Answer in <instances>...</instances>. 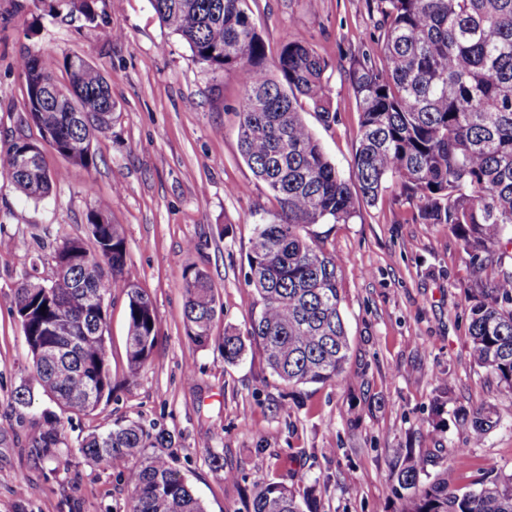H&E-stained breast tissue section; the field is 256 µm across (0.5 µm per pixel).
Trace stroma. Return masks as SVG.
<instances>
[{
    "label": "stroma",
    "instance_id": "obj_1",
    "mask_svg": "<svg viewBox=\"0 0 512 512\" xmlns=\"http://www.w3.org/2000/svg\"><path fill=\"white\" fill-rule=\"evenodd\" d=\"M268 57L294 34L311 37L328 64L335 123L313 109L304 118L340 175L355 182L360 112L346 77L351 58L378 54L379 16L363 0H247ZM39 55L61 73L67 55L84 56L112 92L114 121L93 143L97 163L83 167L44 147L61 172L44 200L27 199L0 180V512H128L131 489L116 470L84 456L76 442L114 422L132 420L170 434L168 454L207 512H249L257 479L296 493L314 487L317 512H404L392 471L406 454L426 457L428 478L472 488L488 462L512 474V388L478 367L470 353V309L497 276L463 250L444 224H425L418 199L388 186L375 205H360L345 224L310 232L341 256V311L351 350L342 379L286 387L247 341L234 364L217 338L246 333L261 308L247 283L252 228L277 204L243 160L236 72H211L162 25L150 0H106L94 21L50 17L33 0H0V153L21 136L25 82L19 61ZM108 203L122 227L139 288L154 303L159 337L135 379L126 377L127 304L111 298L107 337L112 396L65 430L60 459L34 464L30 415L11 402L28 380L29 357L14 311L15 290L32 259L50 279L62 238L86 236L87 214ZM205 271L224 315L213 345L201 348L184 322L185 272ZM442 397L444 431L431 432L433 400ZM493 405L498 424L474 442L457 409ZM222 450L224 468L209 462ZM235 479H226V471Z\"/></svg>",
    "mask_w": 512,
    "mask_h": 512
}]
</instances>
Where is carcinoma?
Masks as SVG:
<instances>
[{
    "label": "carcinoma",
    "instance_id": "1",
    "mask_svg": "<svg viewBox=\"0 0 512 512\" xmlns=\"http://www.w3.org/2000/svg\"><path fill=\"white\" fill-rule=\"evenodd\" d=\"M99 0H40L48 15L78 13L92 21ZM160 22L189 45L213 72L238 73L244 93L238 107L240 153L277 203L269 219L253 225L248 283L260 312L247 336L262 347L272 372L289 386L323 384L345 372L350 344L340 312L342 262L309 236L315 224L347 223L356 203H375L393 180L419 199L424 224H446L467 254H488L498 277L482 289L470 312L475 363L512 387V272L504 268V245L512 228V0H365L380 16L382 55L352 60L348 81L360 112L354 155L357 184H349L325 155L298 110L307 99L325 125L336 122L324 72L325 60L310 37L293 35L280 46L278 78L263 67L266 46L258 19L245 0H150ZM27 120L65 159L96 163L94 139L112 127V94L99 70L67 55L63 94H45L57 81L36 54L21 64ZM30 143L19 138L0 154V177L32 200L47 197L61 173L40 162V179L18 169L17 155ZM100 204L87 214L88 237H66L54 251L53 277L24 274L14 306L32 368L16 391L14 409L35 404L36 386L49 400L40 410L29 445L34 463L57 459L69 447L64 420L93 412L112 395L106 345L110 298L127 297V376L150 360L158 338L151 297L137 288L121 227ZM185 325L199 347L212 339L222 314L208 275L185 273ZM45 311H40V308ZM58 347L55 361L37 356ZM224 362L246 351L240 334L226 329ZM479 442L497 425L492 407L459 410ZM171 436L135 421L78 441L80 452L123 469L144 448H168ZM428 460L408 455L394 466L396 490L408 496V512H512V476L490 468L477 487L450 490L448 481L424 482ZM130 512H206L185 479L155 453L127 471ZM314 497L297 496L283 484H253L250 512H314Z\"/></svg>",
    "mask_w": 512,
    "mask_h": 512
}]
</instances>
